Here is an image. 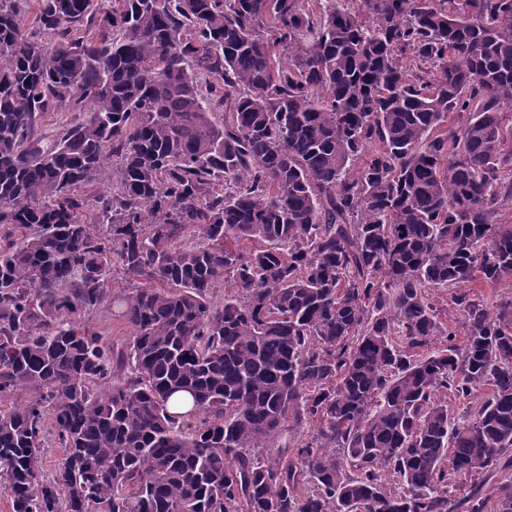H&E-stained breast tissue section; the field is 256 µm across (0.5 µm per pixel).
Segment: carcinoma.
Wrapping results in <instances>:
<instances>
[{
    "instance_id": "obj_1",
    "label": "carcinoma",
    "mask_w": 512,
    "mask_h": 512,
    "mask_svg": "<svg viewBox=\"0 0 512 512\" xmlns=\"http://www.w3.org/2000/svg\"><path fill=\"white\" fill-rule=\"evenodd\" d=\"M23 2L0 0L11 512H512L511 481L484 490L512 468V0ZM62 106L85 118L36 136ZM105 304L123 349L82 321Z\"/></svg>"
}]
</instances>
